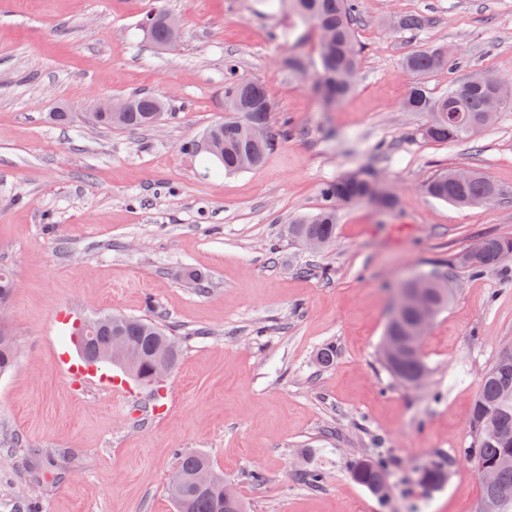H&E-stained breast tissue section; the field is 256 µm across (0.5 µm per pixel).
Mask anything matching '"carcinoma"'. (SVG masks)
Segmentation results:
<instances>
[{
	"label": "carcinoma",
	"instance_id": "1",
	"mask_svg": "<svg viewBox=\"0 0 512 512\" xmlns=\"http://www.w3.org/2000/svg\"><path fill=\"white\" fill-rule=\"evenodd\" d=\"M355 0H287L288 9L312 22L318 31L328 30L331 40L319 42L320 97L336 101L347 95L355 86L358 73V50L354 38ZM162 11H152L140 20V30L151 41L163 43L172 32L161 19ZM408 69L428 73L448 67V52L440 47L413 52L405 58ZM493 78L476 72L463 82L448 88V94L433 98L426 89L416 84L411 87L404 107L411 112H427L431 119L423 130V136L435 143L460 141L489 126L485 119L489 112V98L493 94ZM267 99L265 87L255 81L233 76L224 81V120L209 125L204 134H214L224 141V161L207 155L210 169L216 176L242 170V158L250 155L255 159L253 168L260 167L275 149L278 141L255 143L247 134V126L267 125L270 110L264 107ZM162 107L160 99L152 95L132 96V109L119 120H113L104 112L93 118L94 124L103 129H147ZM339 178L324 187L328 202L356 203L361 201L364 179ZM424 188L436 199L457 205H475L486 201L496 185L487 177L475 173L465 184L452 178V171L445 170L429 180ZM292 234L322 238L329 242L336 239L335 209L328 205L304 224L292 225ZM487 249L479 264L473 265L458 259L457 264L480 273L501 265L502 257L512 253V238L488 237ZM91 338L81 345L84 359L97 360L99 351L112 337L120 336L131 348L149 355L159 346L169 349L173 361L180 355L179 340L161 322L155 319L103 315L91 322ZM424 357L415 352L403 354L395 365L387 369L401 382L409 381L422 367ZM15 338L0 346V374L14 367ZM472 441L464 453L476 464L494 465L500 485L509 496L499 500L495 512H512V359L497 357L485 373L479 391L474 398L470 420ZM177 468L183 473V485L169 492L177 506V512H244L245 505L237 495L224 497V476L218 473L210 459L203 454L189 453L179 458ZM391 463L378 456L357 461L352 466L355 481L371 493L381 476L389 474ZM417 480L427 487H436L445 479L444 466L434 461L416 470Z\"/></svg>",
	"mask_w": 512,
	"mask_h": 512
}]
</instances>
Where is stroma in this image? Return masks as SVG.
<instances>
[{
  "label": "stroma",
  "instance_id": "35a3bbf8",
  "mask_svg": "<svg viewBox=\"0 0 512 512\" xmlns=\"http://www.w3.org/2000/svg\"><path fill=\"white\" fill-rule=\"evenodd\" d=\"M356 4V87L329 107L314 91L318 34L277 0L0 6V268L17 282L18 347L0 375V512H176L167 484L189 452L210 457L246 512H476L482 483L463 450L481 380L512 346V265L475 273L454 259L478 238L512 237V100L445 144L403 102L414 85L439 98L476 72L512 83V0ZM156 8L181 21L172 51L139 30ZM407 15L421 26L400 27ZM432 47L448 50L447 69L405 67ZM228 60L266 87L272 130L291 132L260 168L211 178L184 145L223 119ZM140 93L168 103L160 126L84 123L98 100ZM60 111L69 123L54 122ZM454 168L488 177L497 201L425 193ZM360 169L394 207L337 204L322 251L293 237L325 185ZM418 272L455 293L423 340L426 382L410 387L378 349L396 286ZM62 310L78 324L108 313L170 324L182 355L159 395L85 365L57 333ZM328 344L335 359L318 366ZM377 455L392 464L382 501L350 470ZM434 460L445 483L418 485L414 467ZM312 467L323 486L302 481Z\"/></svg>",
  "mask_w": 512,
  "mask_h": 512
}]
</instances>
